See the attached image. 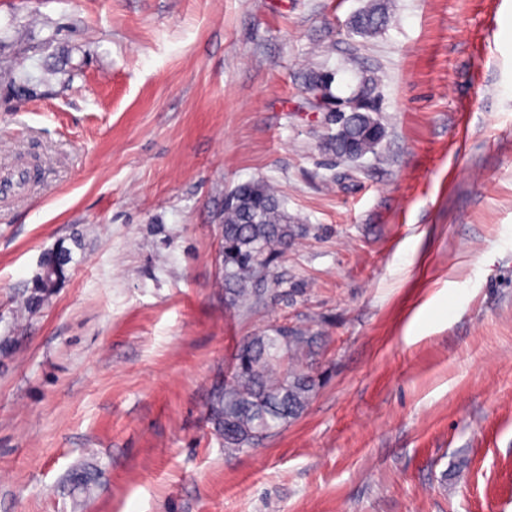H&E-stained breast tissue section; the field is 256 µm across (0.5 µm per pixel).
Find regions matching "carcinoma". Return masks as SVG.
Returning a JSON list of instances; mask_svg holds the SVG:
<instances>
[{"label":"carcinoma","instance_id":"1","mask_svg":"<svg viewBox=\"0 0 512 512\" xmlns=\"http://www.w3.org/2000/svg\"><path fill=\"white\" fill-rule=\"evenodd\" d=\"M388 21L387 0H376L353 15L349 25L353 33L371 37ZM358 97L361 108L350 112L326 144V150L339 159L374 154L382 140L384 129L373 116V82L363 83ZM221 229L225 294L230 303L242 306L259 296L260 289L254 287L256 264L271 266L303 236V228L288 217L282 200L264 179L236 187L233 199L224 204ZM45 267L47 273L38 281L41 294L57 283L63 263L50 254ZM315 342L316 337L298 329L284 340L273 331L242 342L228 383L215 397L210 412L212 423L224 437V447L249 448L303 412L315 392L317 378L294 368L284 371L281 362L310 355Z\"/></svg>","mask_w":512,"mask_h":512}]
</instances>
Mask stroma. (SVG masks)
<instances>
[{
  "instance_id": "stroma-1",
  "label": "stroma",
  "mask_w": 512,
  "mask_h": 512,
  "mask_svg": "<svg viewBox=\"0 0 512 512\" xmlns=\"http://www.w3.org/2000/svg\"><path fill=\"white\" fill-rule=\"evenodd\" d=\"M0 0V512H512V0ZM373 79L341 161L305 83ZM304 225L259 299L218 216ZM66 263L38 294L41 262ZM317 336L304 412L210 421L244 337ZM388 1L379 0L352 16L349 27L362 37H371L382 30L389 21ZM356 97L362 100L361 108L350 112L326 144V150L339 159L349 160V155L363 158L367 154H375L382 140L384 129L373 116L377 110L371 79L362 84ZM221 216L224 290L231 304L249 305L259 296L255 266L267 268L303 236V228L286 213L282 200L265 179L238 185Z\"/></svg>"
}]
</instances>
